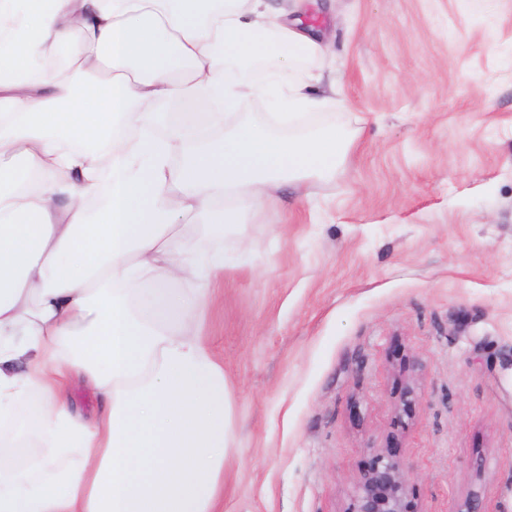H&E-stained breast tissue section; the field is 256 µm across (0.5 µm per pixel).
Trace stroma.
Returning a JSON list of instances; mask_svg holds the SVG:
<instances>
[{"mask_svg": "<svg viewBox=\"0 0 512 512\" xmlns=\"http://www.w3.org/2000/svg\"><path fill=\"white\" fill-rule=\"evenodd\" d=\"M269 2L330 42L351 143L220 243V512H347L384 448L417 512H512V0Z\"/></svg>", "mask_w": 512, "mask_h": 512, "instance_id": "obj_1", "label": "stroma"}]
</instances>
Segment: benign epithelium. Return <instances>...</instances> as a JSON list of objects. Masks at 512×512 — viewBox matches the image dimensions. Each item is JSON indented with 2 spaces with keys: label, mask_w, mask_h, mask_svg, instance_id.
<instances>
[{
  "label": "benign epithelium",
  "mask_w": 512,
  "mask_h": 512,
  "mask_svg": "<svg viewBox=\"0 0 512 512\" xmlns=\"http://www.w3.org/2000/svg\"><path fill=\"white\" fill-rule=\"evenodd\" d=\"M411 480L404 463L381 450L355 487L348 512H411L407 491ZM454 512H486L480 491L472 490Z\"/></svg>",
  "instance_id": "1"
}]
</instances>
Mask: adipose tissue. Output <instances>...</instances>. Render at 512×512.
Wrapping results in <instances>:
<instances>
[{"label":"adipose tissue","instance_id":"1","mask_svg":"<svg viewBox=\"0 0 512 512\" xmlns=\"http://www.w3.org/2000/svg\"><path fill=\"white\" fill-rule=\"evenodd\" d=\"M62 46L64 68L30 76ZM327 49L266 0H0V425L45 401L38 452L0 440V512H214L227 392L196 318L236 259L182 223L218 241L284 182L335 172L343 133L307 121L336 100L298 65ZM276 53L263 80L229 73ZM254 96L267 130L227 124ZM69 398L86 418H92L98 410L97 392L80 379H74L68 390Z\"/></svg>","mask_w":512,"mask_h":512}]
</instances>
